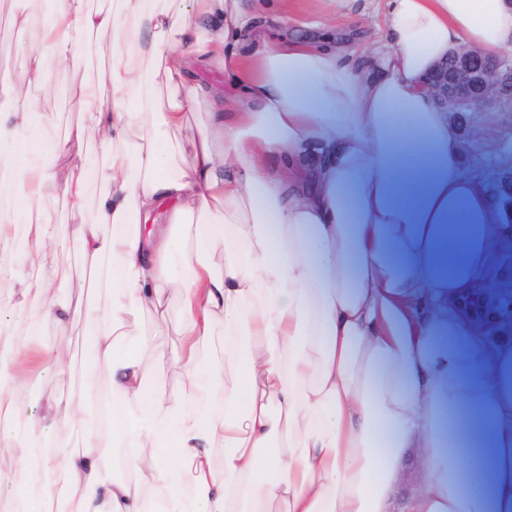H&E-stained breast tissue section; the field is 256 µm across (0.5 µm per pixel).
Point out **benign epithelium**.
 Returning a JSON list of instances; mask_svg holds the SVG:
<instances>
[{
  "label": "benign epithelium",
  "mask_w": 512,
  "mask_h": 512,
  "mask_svg": "<svg viewBox=\"0 0 512 512\" xmlns=\"http://www.w3.org/2000/svg\"><path fill=\"white\" fill-rule=\"evenodd\" d=\"M426 91L441 102L450 98L487 112L497 97L512 93V63L477 50L452 52L434 69Z\"/></svg>",
  "instance_id": "1"
}]
</instances>
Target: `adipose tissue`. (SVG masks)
Instances as JSON below:
<instances>
[{"mask_svg": "<svg viewBox=\"0 0 512 512\" xmlns=\"http://www.w3.org/2000/svg\"><path fill=\"white\" fill-rule=\"evenodd\" d=\"M267 0H53L22 79L0 75V244L5 227H29L15 281L42 305L28 334L90 307L106 288L110 326L84 333L87 374L105 369V424L82 417L84 396L50 403V425L74 444L49 464L19 391L32 377L24 351L0 357V461H8L22 512H388L408 449L428 465L408 512H473L440 418L449 395L489 481L493 512H512V351L488 356L487 335L435 301L481 280L512 244L488 192L459 166L448 111L425 92L430 72L458 47H512V0H388L386 43L364 61L337 60L314 42L266 36ZM254 47L234 64V92L192 82L200 61L231 38ZM97 35L113 61L75 92L91 123L63 138L33 123L53 68ZM208 121L192 128L200 104ZM435 139L431 159L390 155L395 141ZM103 150L97 166L82 157ZM329 152L307 194L272 155ZM98 193H91L92 180ZM61 188L80 216L70 242L42 201ZM75 246L89 284L47 301L57 282L47 251ZM181 301L180 340L121 350L129 320L167 327ZM224 336L223 361L200 347ZM152 365H145L143 352ZM177 374L156 395L150 369ZM134 480L96 455L104 438Z\"/></svg>", "mask_w": 512, "mask_h": 512, "instance_id": "ef3b65f1", "label": "adipose tissue"}]
</instances>
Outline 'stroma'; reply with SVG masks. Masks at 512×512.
Listing matches in <instances>:
<instances>
[{
	"label": "stroma",
	"mask_w": 512,
	"mask_h": 512,
	"mask_svg": "<svg viewBox=\"0 0 512 512\" xmlns=\"http://www.w3.org/2000/svg\"><path fill=\"white\" fill-rule=\"evenodd\" d=\"M271 6L261 20L262 28L291 41H316L337 54L346 55L363 45L386 37L383 18L387 0H270ZM47 0H0V73L20 77L18 57L22 49L35 45L36 34L48 9ZM30 14L28 30L17 29L12 18L17 12ZM112 49L105 40H97L88 57L57 68L50 90L40 92L42 113L53 124L55 134L90 115L79 112L73 94L89 79L97 66L110 64ZM450 119L457 132L460 167L464 175L490 189L499 224L512 225V113L454 112ZM17 287L0 289V310L9 317L0 321V351L27 349L31 340L26 331V316ZM84 321L46 329L40 341L48 347L72 355L71 368L62 370L43 365L35 384L21 390L26 412L35 425H42L48 403L59 396L80 389L93 392L109 383L107 371L87 376L84 363L87 352L79 336Z\"/></svg>",
	"instance_id": "obj_1"
}]
</instances>
